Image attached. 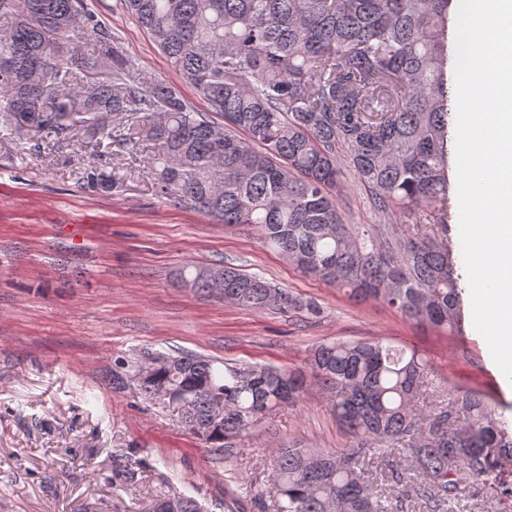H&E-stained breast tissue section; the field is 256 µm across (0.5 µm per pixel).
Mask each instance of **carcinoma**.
Instances as JSON below:
<instances>
[{
    "mask_svg": "<svg viewBox=\"0 0 512 512\" xmlns=\"http://www.w3.org/2000/svg\"><path fill=\"white\" fill-rule=\"evenodd\" d=\"M171 67L221 114L137 72L86 0H0V114L58 144L97 118V155L151 142L155 195L222 224H247L301 273L408 320L454 329L463 275L448 240V29L453 0H121ZM85 42L80 43L78 39ZM126 122L110 128L108 119ZM347 165L374 212L422 233L349 224L336 202ZM121 177L91 163L84 181ZM180 282L256 312L323 308L232 265L187 266ZM430 361L383 339H336L309 371L143 349L112 385L185 405L209 448L233 441L309 387L332 396L346 448L269 452L271 512H454L466 492L512 502V428L474 389L434 399ZM155 512H201L184 495Z\"/></svg>",
    "mask_w": 512,
    "mask_h": 512,
    "instance_id": "cac0c4a2",
    "label": "carcinoma"
}]
</instances>
